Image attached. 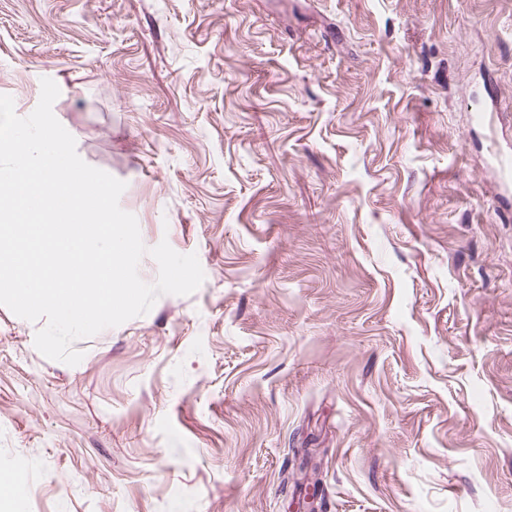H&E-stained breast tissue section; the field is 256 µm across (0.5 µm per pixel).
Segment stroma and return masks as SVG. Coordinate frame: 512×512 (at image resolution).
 Returning <instances> with one entry per match:
<instances>
[{
	"label": "stroma",
	"mask_w": 512,
	"mask_h": 512,
	"mask_svg": "<svg viewBox=\"0 0 512 512\" xmlns=\"http://www.w3.org/2000/svg\"><path fill=\"white\" fill-rule=\"evenodd\" d=\"M189 296L75 342L0 305L23 512H512V0H0Z\"/></svg>",
	"instance_id": "obj_1"
}]
</instances>
